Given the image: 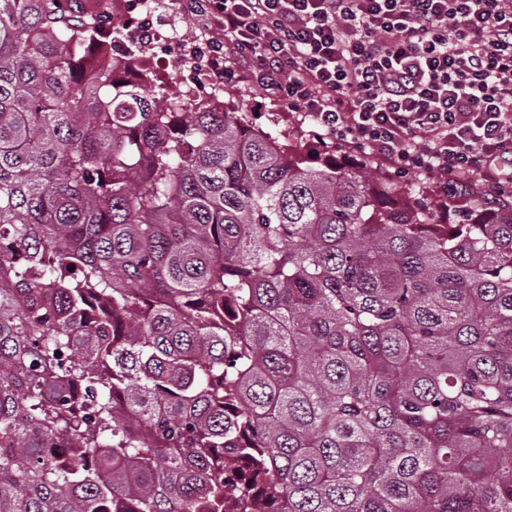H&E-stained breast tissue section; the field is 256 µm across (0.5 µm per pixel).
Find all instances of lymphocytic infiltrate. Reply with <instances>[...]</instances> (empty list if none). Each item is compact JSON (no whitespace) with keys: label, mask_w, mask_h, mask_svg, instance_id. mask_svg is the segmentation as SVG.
Returning a JSON list of instances; mask_svg holds the SVG:
<instances>
[{"label":"lymphocytic infiltrate","mask_w":512,"mask_h":512,"mask_svg":"<svg viewBox=\"0 0 512 512\" xmlns=\"http://www.w3.org/2000/svg\"><path fill=\"white\" fill-rule=\"evenodd\" d=\"M218 37L208 74L239 68L304 113L321 138L356 144L397 175L434 176L437 198L480 185L512 200V0H195Z\"/></svg>","instance_id":"1"}]
</instances>
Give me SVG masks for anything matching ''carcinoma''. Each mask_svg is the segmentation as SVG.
Here are the masks:
<instances>
[{
    "label": "carcinoma",
    "mask_w": 512,
    "mask_h": 512,
    "mask_svg": "<svg viewBox=\"0 0 512 512\" xmlns=\"http://www.w3.org/2000/svg\"><path fill=\"white\" fill-rule=\"evenodd\" d=\"M99 27L0 0V512H512V203L441 229Z\"/></svg>",
    "instance_id": "obj_1"
}]
</instances>
